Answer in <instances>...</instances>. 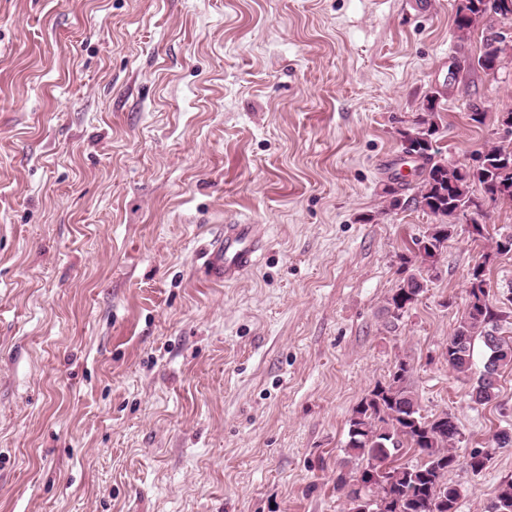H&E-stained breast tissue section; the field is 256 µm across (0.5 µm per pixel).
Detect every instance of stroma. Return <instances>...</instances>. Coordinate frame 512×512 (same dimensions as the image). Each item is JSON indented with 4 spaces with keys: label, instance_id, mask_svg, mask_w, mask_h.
Listing matches in <instances>:
<instances>
[{
    "label": "stroma",
    "instance_id": "35a3bbf8",
    "mask_svg": "<svg viewBox=\"0 0 512 512\" xmlns=\"http://www.w3.org/2000/svg\"><path fill=\"white\" fill-rule=\"evenodd\" d=\"M455 0H0V512H348L353 407L394 363L455 416L459 512L512 481V368L472 402L449 370L457 225L418 302L387 299L436 219L390 208L401 133L445 93L468 163L512 110V58L462 71ZM482 103L484 124L469 118ZM258 265L211 281L225 225ZM512 336V255L486 271Z\"/></svg>",
    "mask_w": 512,
    "mask_h": 512
}]
</instances>
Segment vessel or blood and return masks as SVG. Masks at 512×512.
I'll list each match as a JSON object with an SVG mask.
<instances>
[{"label": "vessel or blood", "instance_id": "obj_1", "mask_svg": "<svg viewBox=\"0 0 512 512\" xmlns=\"http://www.w3.org/2000/svg\"><path fill=\"white\" fill-rule=\"evenodd\" d=\"M259 240L252 224H229L224 237L210 256V274L213 280L231 282L256 263Z\"/></svg>", "mask_w": 512, "mask_h": 512}]
</instances>
